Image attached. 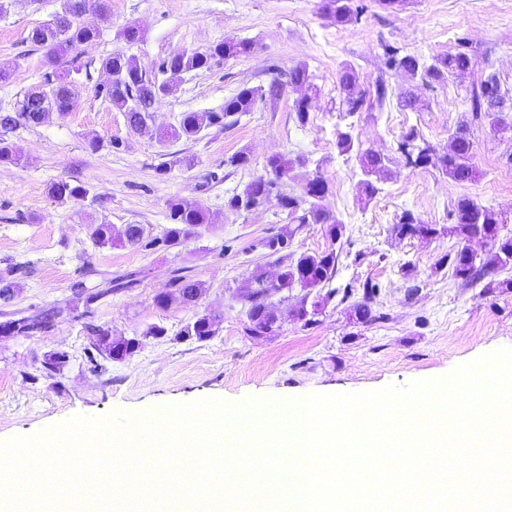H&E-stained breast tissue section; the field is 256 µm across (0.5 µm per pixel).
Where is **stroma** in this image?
Masks as SVG:
<instances>
[{
  "label": "stroma",
  "mask_w": 512,
  "mask_h": 512,
  "mask_svg": "<svg viewBox=\"0 0 512 512\" xmlns=\"http://www.w3.org/2000/svg\"><path fill=\"white\" fill-rule=\"evenodd\" d=\"M65 3L6 0L0 66L11 77L0 82V110L15 109L24 91L41 83L44 53L27 35ZM95 4L87 0L83 15L99 29L98 38L81 48L91 64L89 79L77 88L65 117L11 133L23 164H0V283L16 284L11 300L0 302V323L64 310L46 331L0 334V442L117 409L146 413L204 399L234 405L253 397L278 402L402 388L512 349V290L456 280L447 257L460 240L445 231L455 201L467 196L503 218L504 234L512 235V110L496 130L474 120L463 101L466 88L490 74L512 95V0H404L394 10L380 0H361L360 21L345 26L322 13L321 0H110L104 18ZM131 23L141 27L142 38L129 45L120 33ZM225 39L252 41L255 50L183 75L157 101L155 124H177L188 111L222 109L242 84H267L274 63L285 70L307 67L312 101L306 123H298L294 111L302 93L289 86L276 101L256 102L233 128H211L199 140L164 148L133 133L122 113L95 94L108 80L99 63L115 50L133 55L150 75L170 55L203 51ZM388 46L427 63L463 47L475 67L464 77L428 83L386 69ZM346 67L367 93L365 108L354 114L337 91ZM381 84L388 89L382 103L376 100ZM407 93L414 107L402 106ZM464 123L474 142L475 181L459 184L437 169L405 165L397 149L404 134L415 132L444 154L451 133ZM341 131L352 134L357 149L385 157L375 195L362 191L355 154L339 152ZM115 140L120 149L112 148ZM242 150L249 152L251 168L225 167V159ZM275 154L302 160L286 178V192L302 194L318 175L328 182L324 205L343 220L341 237L324 224H297L288 248L274 254L259 242L283 225L277 201L251 212L225 207V198L241 191ZM61 179L90 187L96 202H55L48 187ZM177 199L199 204L210 216L178 247H101L91 238L95 224L118 230L140 224L148 236L163 235L168 204ZM407 210L441 227V234L397 235L394 226ZM323 251L337 254L334 287L380 285L374 305L380 320L359 323L352 300L315 288L309 296L319 304L314 324L293 316L290 302L276 295L275 334L247 335L242 294L253 275H275L291 258ZM179 273L202 281V296L192 306L159 307L156 295ZM119 276L126 277V288L107 293L109 280ZM413 283L419 290L412 296L407 288ZM101 289L105 297L88 302ZM203 314L217 317L214 336L204 342L183 338L184 327ZM91 324L139 339L137 351L121 361H89ZM155 325L165 335H150ZM56 351L69 359L50 374L43 362Z\"/></svg>",
  "instance_id": "35a3bbf8"
}]
</instances>
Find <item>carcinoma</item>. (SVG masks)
<instances>
[{"instance_id":"cac0c4a2","label":"carcinoma","mask_w":512,"mask_h":512,"mask_svg":"<svg viewBox=\"0 0 512 512\" xmlns=\"http://www.w3.org/2000/svg\"><path fill=\"white\" fill-rule=\"evenodd\" d=\"M340 24H352L361 19L363 7L355 0H324ZM85 12V0H68L65 11L52 23L33 28L28 40L35 46L46 50L47 72L43 84L28 89L18 108L13 112H0V163L20 162L14 145L8 134L19 128L40 126L54 115L63 117L70 108L75 95L76 81L73 74L81 72L90 75L89 63L78 62L75 51L79 46L95 40L99 29L93 24L80 20ZM254 50L252 42L247 40H224L211 45L204 51L181 52L164 59L157 75L143 77L134 56L122 50L112 52L100 62V66L111 75L110 83L96 87V92L109 99L113 106L123 112L130 130L148 136L165 146L180 140L196 141L206 129L227 130L237 125L240 118L252 111L257 101H275L288 85L303 86L309 83V73L304 66H296L285 73L287 80L273 77L266 85L239 87L237 92L224 101L220 111L185 112L178 124L170 127H156L152 122V112L156 100L167 94L173 81L179 76L199 70H207L217 59H229L248 55ZM383 64L390 70H401L410 78L421 77L430 82H443L450 76L461 77L470 72L475 61L469 53L458 51L438 57L429 65L420 63L416 56L401 55L395 49L384 48ZM346 111L355 113L366 104V93L358 84L356 73L344 68L339 75L338 85ZM473 119L489 120L492 126L503 124L502 112L506 109L507 97L501 91L500 83L493 74L487 75L479 85L469 90ZM398 148L413 168L428 166L441 169L448 178L457 183H467L477 175L472 162L474 143L467 126L459 127L452 137L451 150L437 155L427 144L418 143L414 132L405 134ZM358 163L367 176L380 172L384 167L381 155L370 151H357ZM292 160L283 155H274L266 160L263 173L245 185L242 191L230 196L226 206L233 211H245L250 207L265 204L270 196L278 200L286 220L300 224H328L330 232L342 235V222L330 214L322 205V199L328 192V184L316 177L305 186L304 195L295 196L281 191V183L288 176ZM49 196L56 202L86 200L90 190L83 185H74L66 180L53 182L48 189ZM454 223L448 227V233L454 234L464 242L453 257L449 258L453 276L466 286H473L499 269L512 267V236H500L499 220L495 214L472 198L458 199L452 210ZM171 227L158 238L145 235L140 224H128L119 235L122 243L134 248L169 250L179 246L191 233V229L206 223L205 211L189 203L171 202L169 206ZM397 233L401 236L428 238L439 233L432 224H425L413 213L405 212L398 224ZM292 232L283 228L279 233L267 238L261 245L277 253L288 246ZM481 238L492 243V249L482 257L469 251L466 242ZM336 253H302L291 264L271 279L264 272L254 275L251 287L244 294L248 302L249 335L255 337L270 336L275 333L279 321L278 309L269 302L271 296L283 290L299 287L329 288L328 295L336 293L330 284L336 279ZM203 292V283L185 276L179 277L174 288L156 296V304L167 308L173 304L189 306L195 304ZM379 294V286L366 282L363 284L362 300L353 305L356 321L374 322L380 316L373 314L372 304ZM63 310L50 309L33 316H25L8 321L0 326L9 330L13 323L19 325L17 333L23 334L29 329L37 332L49 329ZM216 319L204 314L187 324L182 336L197 342H204L215 334ZM96 340L93 349L103 358L123 360L131 356L139 345L136 339L112 338L109 331L92 329Z\"/></svg>"}]
</instances>
